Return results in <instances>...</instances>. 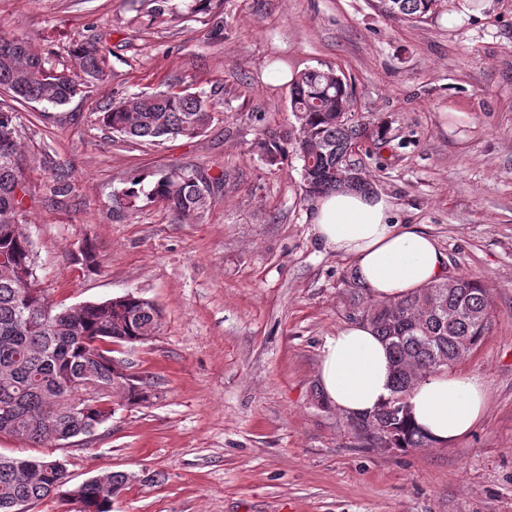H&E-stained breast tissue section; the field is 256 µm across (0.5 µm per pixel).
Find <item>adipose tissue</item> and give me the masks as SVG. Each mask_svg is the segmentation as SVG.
<instances>
[{
  "label": "adipose tissue",
  "mask_w": 512,
  "mask_h": 512,
  "mask_svg": "<svg viewBox=\"0 0 512 512\" xmlns=\"http://www.w3.org/2000/svg\"><path fill=\"white\" fill-rule=\"evenodd\" d=\"M311 221L324 246L350 257L357 283L375 302L404 297L443 280L447 258L427 232L392 221L381 193L337 192L320 197ZM393 367L385 343L365 322L326 337L317 384L328 404L347 417L369 414L392 396ZM411 421L437 445L469 435L488 402L484 379L441 369L418 381L406 399Z\"/></svg>",
  "instance_id": "obj_1"
}]
</instances>
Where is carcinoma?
Listing matches in <instances>:
<instances>
[{
  "label": "carcinoma",
  "mask_w": 512,
  "mask_h": 512,
  "mask_svg": "<svg viewBox=\"0 0 512 512\" xmlns=\"http://www.w3.org/2000/svg\"><path fill=\"white\" fill-rule=\"evenodd\" d=\"M385 14L417 22L435 13L439 0H376ZM69 55L85 79L78 83L31 47L23 37L0 36V89L17 103L64 105L103 78L102 56L94 39L69 47ZM352 93L332 73L312 69L298 75L290 90L291 110L298 122L296 144L303 161L307 193L313 197L337 191H358L338 175L344 172L350 146L368 137L364 123L348 120ZM215 103L193 92L131 94L101 114L103 125L129 138L162 142L178 136L194 138L214 121ZM261 153L274 161L283 152L279 141L258 138ZM24 181L19 117L0 111V255L13 272L0 271V435L42 447L89 435L115 413L113 396L128 405L150 401L143 378L128 372L126 361L112 356L113 346L144 344L158 335L162 314L157 305L133 294L71 307L50 304L36 287L31 237L22 231L26 209L16 198ZM143 179L123 192L126 208L144 195L160 199L183 220L213 203L210 182L194 171L171 170L149 191ZM456 287L433 283L414 294L382 304L366 300L355 279L345 282L341 308L351 321L367 322L386 344L394 365L393 398L373 412L380 429L396 448H426L431 440L412 425L408 412H395L396 399L413 386L410 374L423 375L451 367L461 354L477 347L489 330L491 304L484 285L468 274ZM456 310L448 320V310ZM91 377L103 385L94 397L82 394ZM134 475L103 472L68 487L70 475L59 459L0 454V512L48 498L81 502L85 512H112V503Z\"/></svg>",
  "instance_id": "obj_1"
}]
</instances>
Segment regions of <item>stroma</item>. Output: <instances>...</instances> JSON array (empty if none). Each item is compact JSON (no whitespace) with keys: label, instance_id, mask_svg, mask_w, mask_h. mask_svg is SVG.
<instances>
[{"label":"stroma","instance_id":"stroma-1","mask_svg":"<svg viewBox=\"0 0 512 512\" xmlns=\"http://www.w3.org/2000/svg\"><path fill=\"white\" fill-rule=\"evenodd\" d=\"M0 36L64 56L94 37L106 72L66 105L18 109L39 288L162 312L159 335L122 352L148 404L74 445L0 436V453L63 460L76 485L133 474L112 512H512V0H441L423 22L372 0H0ZM273 65L346 78L351 119L382 131L352 162L395 222L436 239L447 278L487 288L489 332L453 368L484 378L489 405L456 444L372 448L315 397L353 268L315 236ZM185 89L217 104L195 138L128 140L99 119L127 95ZM264 135L284 145L276 162L254 146ZM175 168L223 182L198 218L118 204L133 178L148 189Z\"/></svg>","mask_w":512,"mask_h":512}]
</instances>
